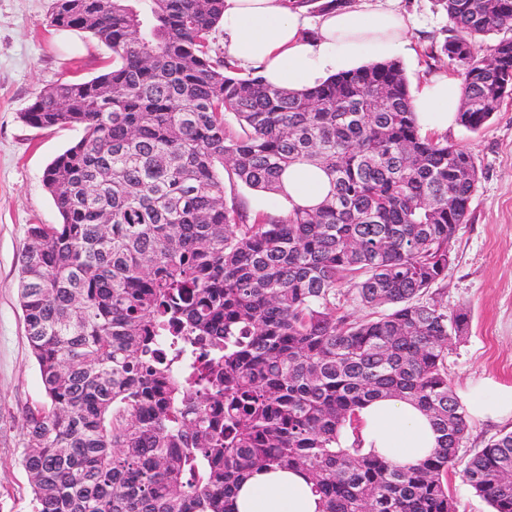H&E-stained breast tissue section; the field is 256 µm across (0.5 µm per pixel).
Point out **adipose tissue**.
Returning a JSON list of instances; mask_svg holds the SVG:
<instances>
[{
  "label": "adipose tissue",
  "instance_id": "1",
  "mask_svg": "<svg viewBox=\"0 0 512 512\" xmlns=\"http://www.w3.org/2000/svg\"><path fill=\"white\" fill-rule=\"evenodd\" d=\"M401 0H363L357 8H333L309 24L301 11L278 0H224V51L241 66L258 70L276 87H316L341 71L402 57L412 50L411 19ZM462 82L451 74L426 79L412 96L422 131L454 125ZM284 185L303 204L319 203L326 178L316 167L289 169ZM461 402L479 419L512 418V385L492 380L471 383ZM363 453L398 465H417L437 446L438 435L416 405L381 398L358 411ZM235 512H322L320 496L301 472L281 468L254 471L238 488Z\"/></svg>",
  "mask_w": 512,
  "mask_h": 512
}]
</instances>
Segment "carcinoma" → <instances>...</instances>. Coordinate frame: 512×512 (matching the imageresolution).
Instances as JSON below:
<instances>
[{
    "mask_svg": "<svg viewBox=\"0 0 512 512\" xmlns=\"http://www.w3.org/2000/svg\"><path fill=\"white\" fill-rule=\"evenodd\" d=\"M50 23L90 34L112 67L35 95L27 125L81 137L43 173L61 218L30 224L19 302L45 402L22 416L32 512H234L239 484L309 476L323 512H456L448 473L468 415L448 381L466 316L428 294L478 182L472 154L424 134L395 61L304 90L239 72L213 46L224 0H100ZM440 53L477 132L512 94V0H443ZM321 168L315 206L289 167ZM244 186L277 196L254 208ZM373 310L353 319L338 300ZM414 402L438 434L404 468L342 447L379 397ZM512 512V432L463 462ZM284 185L288 193L302 204H317L326 194V177L316 167L297 165L288 170Z\"/></svg>",
    "mask_w": 512,
    "mask_h": 512,
    "instance_id": "carcinoma-1",
    "label": "carcinoma"
}]
</instances>
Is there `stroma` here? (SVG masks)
<instances>
[{"instance_id":"1","label":"stroma","mask_w":512,"mask_h":512,"mask_svg":"<svg viewBox=\"0 0 512 512\" xmlns=\"http://www.w3.org/2000/svg\"><path fill=\"white\" fill-rule=\"evenodd\" d=\"M402 6L415 25L414 51L401 60L411 88L432 73H455L439 53L450 28L440 0ZM50 8L51 0H0V512H31L20 424L44 399L18 302L22 244L28 225L59 223L43 173L80 137L71 128L30 127L21 114L40 91L90 79L111 63L95 38L52 27ZM447 136L472 152L478 169L452 260L432 288L448 313L469 318L466 335L448 344V378L457 392L484 378L512 384V96L479 132L456 124Z\"/></svg>"}]
</instances>
